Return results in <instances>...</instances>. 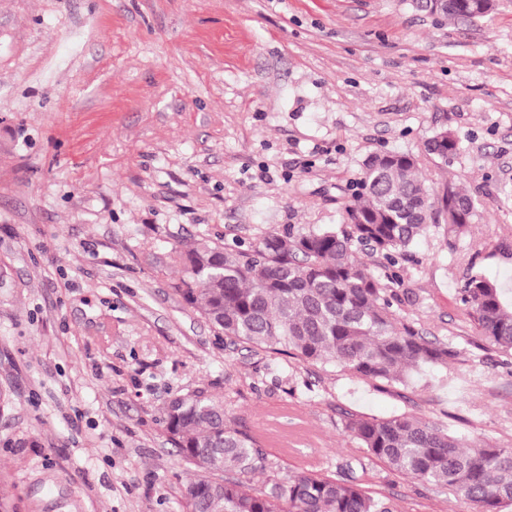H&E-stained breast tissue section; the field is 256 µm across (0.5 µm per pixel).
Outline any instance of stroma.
<instances>
[{
    "instance_id": "1",
    "label": "stroma",
    "mask_w": 512,
    "mask_h": 512,
    "mask_svg": "<svg viewBox=\"0 0 512 512\" xmlns=\"http://www.w3.org/2000/svg\"><path fill=\"white\" fill-rule=\"evenodd\" d=\"M453 133L448 162L424 151ZM411 153L478 218L429 224L388 266L399 322L447 368L383 387L255 353L174 290L201 239L249 248L339 228L365 159ZM512 298V0L435 21L411 0H0V485L10 512H181L197 474L172 444L176 394L268 411L265 472L354 477L394 512H477L369 456L350 418L409 413L512 448V354L459 301L471 269ZM413 301H405V294ZM265 472L246 476L258 485Z\"/></svg>"
}]
</instances>
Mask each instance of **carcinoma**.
Wrapping results in <instances>:
<instances>
[{
	"mask_svg": "<svg viewBox=\"0 0 512 512\" xmlns=\"http://www.w3.org/2000/svg\"><path fill=\"white\" fill-rule=\"evenodd\" d=\"M412 2L440 20L472 22L494 9L491 0H443L436 8L428 0ZM424 148L446 163L458 143L445 130ZM473 206L471 196L451 186L442 198H432L414 155L376 153L363 163L344 228L290 225L249 249L201 242L177 255L182 276L175 290L234 343L404 385L412 370L448 365L453 351L397 322L394 295L353 246L363 245L393 266L427 228L433 211L444 213L448 225L467 224ZM459 295L483 336L512 352V309L502 288L475 272ZM164 421L183 458L201 470L185 486L183 512H393L356 483L308 471L272 473L257 488L246 485L242 476L264 469L262 443L229 425L224 403L203 392L172 398ZM348 429L391 470L440 485L475 503L478 512L512 505V448L467 446L406 413L353 418Z\"/></svg>",
	"mask_w": 512,
	"mask_h": 512,
	"instance_id": "obj_1",
	"label": "carcinoma"
}]
</instances>
